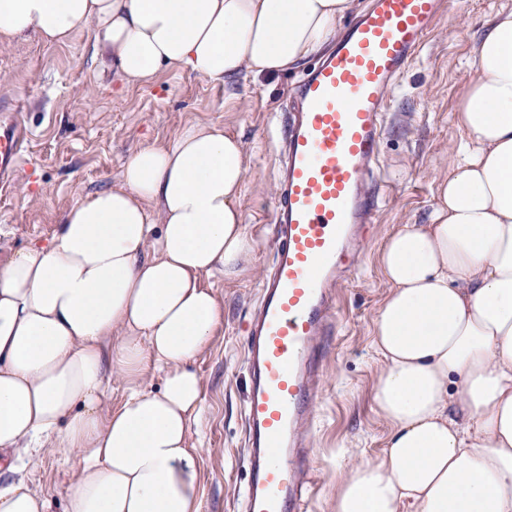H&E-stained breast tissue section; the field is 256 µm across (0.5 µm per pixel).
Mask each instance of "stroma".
<instances>
[{"label": "stroma", "mask_w": 512, "mask_h": 512, "mask_svg": "<svg viewBox=\"0 0 512 512\" xmlns=\"http://www.w3.org/2000/svg\"><path fill=\"white\" fill-rule=\"evenodd\" d=\"M512 0H449L408 72L389 93L380 167L389 192L365 233L358 265L338 290L337 325L314 402L310 433L314 471L308 512H331L330 495L344 467L376 459L389 429L370 389L382 365L371 342L373 321L390 286L379 267L388 237L404 224H426L436 181L448 174V151L462 133L455 114L472 74L479 38ZM93 29L64 44L29 37L0 45V117L21 119L32 138L13 180L0 184V266L50 240L64 213L117 185L137 149L161 145L185 125L223 128L245 145L246 176L238 206L252 241L247 270L216 273L206 285L224 305V324L192 363L202 380V412L191 444L200 463V512H233L245 482L243 407L245 329L273 248L276 149L280 113L302 68L277 77H241L234 85L160 68L151 80L123 82L93 59ZM76 459L39 448L14 464L0 460V487L22 479L64 504Z\"/></svg>", "instance_id": "1"}]
</instances>
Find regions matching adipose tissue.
Listing matches in <instances>:
<instances>
[{
    "label": "adipose tissue",
    "instance_id": "adipose-tissue-1",
    "mask_svg": "<svg viewBox=\"0 0 512 512\" xmlns=\"http://www.w3.org/2000/svg\"><path fill=\"white\" fill-rule=\"evenodd\" d=\"M355 6L0 0V42L63 44L91 27L94 59L127 82L163 66L228 82L299 66ZM456 123L430 223L401 225L380 253L391 291L372 329V402L390 434L378 458L345 467L332 512H512V11L481 36ZM244 179L241 139L186 125L0 267V452L77 451L65 512H200L190 363L224 322L204 277H238L252 250ZM148 363L159 390L138 384ZM109 369L129 392L107 412ZM51 505L21 480L0 489V512Z\"/></svg>",
    "mask_w": 512,
    "mask_h": 512
}]
</instances>
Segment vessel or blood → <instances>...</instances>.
<instances>
[{"label": "vessel or blood", "instance_id": "b4317fda", "mask_svg": "<svg viewBox=\"0 0 512 512\" xmlns=\"http://www.w3.org/2000/svg\"><path fill=\"white\" fill-rule=\"evenodd\" d=\"M444 0H371L332 52L291 88L271 222L274 255L246 327L247 480L240 512H308L306 426L335 323L339 272L386 186L376 169L389 90L438 24ZM29 128L0 120V181L16 172Z\"/></svg>", "mask_w": 512, "mask_h": 512}]
</instances>
